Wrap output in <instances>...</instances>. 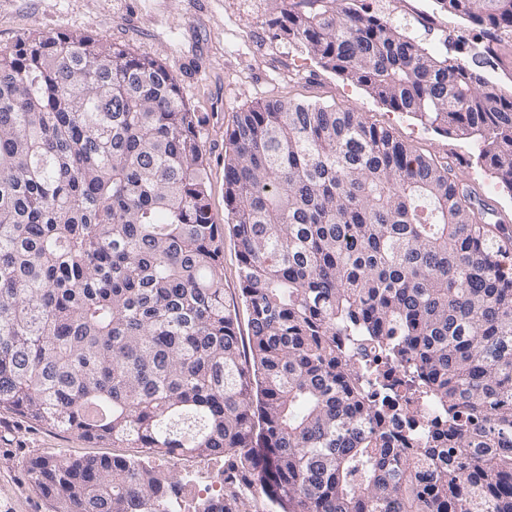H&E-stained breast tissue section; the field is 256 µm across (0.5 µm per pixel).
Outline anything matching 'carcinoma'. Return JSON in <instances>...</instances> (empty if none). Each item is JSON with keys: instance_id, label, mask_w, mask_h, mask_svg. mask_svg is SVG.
Returning <instances> with one entry per match:
<instances>
[{"instance_id": "cac0c4a2", "label": "carcinoma", "mask_w": 512, "mask_h": 512, "mask_svg": "<svg viewBox=\"0 0 512 512\" xmlns=\"http://www.w3.org/2000/svg\"><path fill=\"white\" fill-rule=\"evenodd\" d=\"M438 55L348 0H271L273 36L434 129L512 192V89L480 65L512 0ZM205 119L158 60L91 32L0 46V408L114 448L220 463L193 512H512V261L470 186L359 113L274 99L225 131L251 354L224 298ZM405 359L433 419L394 435ZM60 512H184L135 457L37 458Z\"/></svg>"}]
</instances>
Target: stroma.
Masks as SVG:
<instances>
[{"label": "stroma", "mask_w": 512, "mask_h": 512, "mask_svg": "<svg viewBox=\"0 0 512 512\" xmlns=\"http://www.w3.org/2000/svg\"><path fill=\"white\" fill-rule=\"evenodd\" d=\"M423 46L443 50L468 27L436 0H369ZM269 0H0V45L37 30L91 31L104 41L162 62L179 80L187 106L202 114L211 209L224 204V132L237 112L258 101L294 98L359 112L418 152L448 165L489 205L490 222L512 229V193L486 170L472 139L435 131L417 116L393 111L362 87L324 69L298 45L274 38ZM109 445L47 429L0 409V512H56L28 471L44 456L115 455ZM149 465L188 483L193 493L213 486L218 466L198 459L152 456Z\"/></svg>", "instance_id": "35a3bbf8"}]
</instances>
